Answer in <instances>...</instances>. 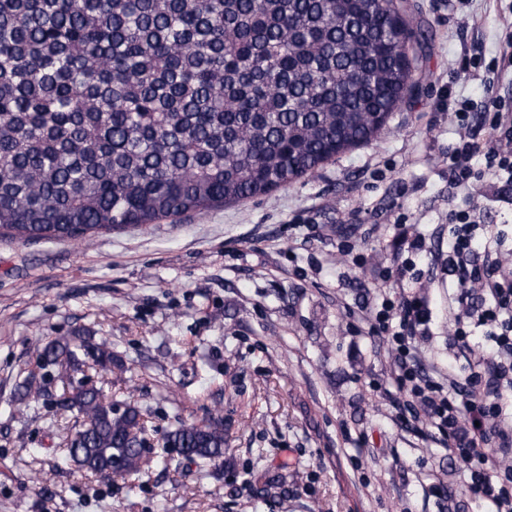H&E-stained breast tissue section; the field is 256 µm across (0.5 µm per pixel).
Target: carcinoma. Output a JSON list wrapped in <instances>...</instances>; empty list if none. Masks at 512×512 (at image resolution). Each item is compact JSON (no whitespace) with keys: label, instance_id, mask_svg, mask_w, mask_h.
Segmentation results:
<instances>
[{"label":"carcinoma","instance_id":"cac0c4a2","mask_svg":"<svg viewBox=\"0 0 512 512\" xmlns=\"http://www.w3.org/2000/svg\"><path fill=\"white\" fill-rule=\"evenodd\" d=\"M398 0H0V236L99 233L268 196L373 142L411 94ZM82 419L60 458L126 477L170 464L142 410L74 374L124 371L105 342L37 349ZM163 447L224 460V427L178 423Z\"/></svg>","mask_w":512,"mask_h":512}]
</instances>
